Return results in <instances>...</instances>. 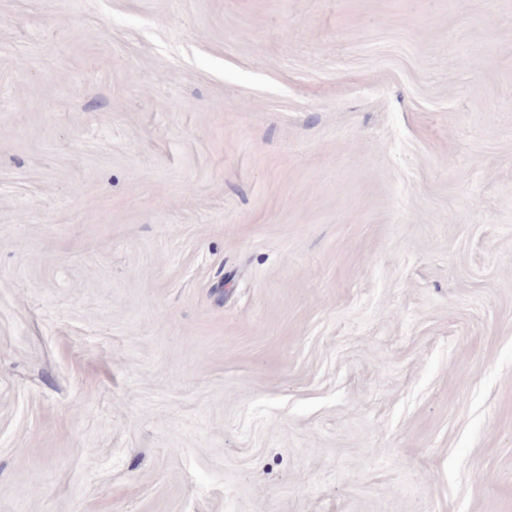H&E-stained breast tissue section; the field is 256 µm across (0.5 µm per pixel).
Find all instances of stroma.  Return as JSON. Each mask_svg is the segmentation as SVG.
<instances>
[{"mask_svg":"<svg viewBox=\"0 0 512 512\" xmlns=\"http://www.w3.org/2000/svg\"><path fill=\"white\" fill-rule=\"evenodd\" d=\"M0 512H512V0H0Z\"/></svg>","mask_w":512,"mask_h":512,"instance_id":"1","label":"stroma"}]
</instances>
